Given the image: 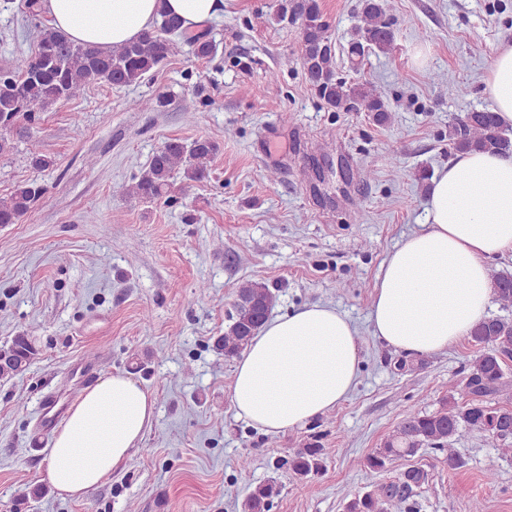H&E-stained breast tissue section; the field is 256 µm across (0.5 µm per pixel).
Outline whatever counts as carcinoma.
I'll return each instance as SVG.
<instances>
[{"mask_svg":"<svg viewBox=\"0 0 512 512\" xmlns=\"http://www.w3.org/2000/svg\"><path fill=\"white\" fill-rule=\"evenodd\" d=\"M280 22L297 24L302 34L301 63L311 91L331 110H348L355 104L371 113L379 125L387 124L390 109L369 85L350 83L338 76L335 46L328 35L319 0H280ZM185 33L179 19L160 13L157 20L138 39L104 50L93 45H78L45 26L39 30L37 49L16 56L0 69V156L14 149L13 140L3 134L14 128L34 124L36 113L67 101L84 85L105 81L122 87L152 80L168 59L179 51L175 37ZM383 0H363L359 24L349 47L351 63L359 64L370 53L385 52L393 44ZM191 53L200 59L216 55V44L201 36L188 40ZM448 141L459 153L479 150L512 155V129L489 109L467 112L448 125ZM219 152L214 141L200 137L189 144L167 142L153 155L148 168L133 178L126 192L144 203L161 199L170 202L172 178L179 173L185 183L206 179L210 164ZM29 160L33 168L46 170L55 160L32 145ZM44 187L35 180L19 183L0 198V224H18L30 217ZM492 294L502 309H512V272L491 276ZM278 294L264 282L247 280L236 291L234 314L217 341L224 357L238 356L249 344ZM469 341L477 352L464 366V387L469 399H458L453 391L438 401L433 410L407 408L395 429L379 448L365 456L363 465L372 472H385L402 459L416 456L428 448L446 453L448 468L461 465L454 442L465 430L477 431L499 442L498 451L512 453V404L493 399L512 392L506 363L512 361V317L496 315L479 322ZM36 349L26 336H16L0 347V379H10L27 369ZM275 469L298 479L318 476L324 469V448L314 439L276 462ZM425 469L411 465L400 471L397 484L354 494L345 512H412L411 498L427 481ZM282 484L271 479L253 486L243 512H271L281 494Z\"/></svg>","mask_w":512,"mask_h":512,"instance_id":"cac0c4a2","label":"carcinoma"}]
</instances>
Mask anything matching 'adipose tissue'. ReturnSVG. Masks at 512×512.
Segmentation results:
<instances>
[{
    "label": "adipose tissue",
    "instance_id": "1",
    "mask_svg": "<svg viewBox=\"0 0 512 512\" xmlns=\"http://www.w3.org/2000/svg\"><path fill=\"white\" fill-rule=\"evenodd\" d=\"M224 0H43L48 24L74 43L133 41L160 13L193 31ZM503 122L512 124V44L495 51L484 77ZM512 255V156L457 154L431 181L426 223L388 255L374 286L372 334L408 357L469 336L491 297L490 258ZM358 331L328 304L267 321L238 358L230 399L239 419L266 434L302 427L345 400L358 378ZM156 401L117 373L86 388L67 411L48 453V479L79 498L111 477L138 445Z\"/></svg>",
    "mask_w": 512,
    "mask_h": 512
}]
</instances>
